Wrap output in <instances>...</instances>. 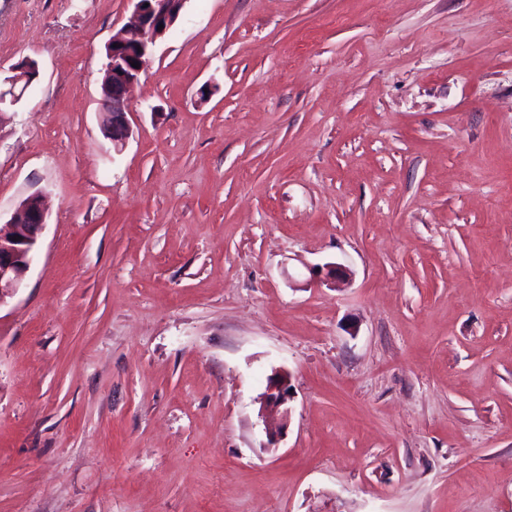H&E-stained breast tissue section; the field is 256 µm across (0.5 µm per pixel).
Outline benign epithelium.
<instances>
[{
  "instance_id": "1",
  "label": "benign epithelium",
  "mask_w": 512,
  "mask_h": 512,
  "mask_svg": "<svg viewBox=\"0 0 512 512\" xmlns=\"http://www.w3.org/2000/svg\"><path fill=\"white\" fill-rule=\"evenodd\" d=\"M185 0H136L134 21L112 34L106 46V63L101 82V111L104 133L112 141L113 150L121 151L132 135L127 117L128 94L138 81L156 42L178 19ZM139 67H132V64ZM29 79L25 70L9 68L0 77V107L17 103L16 85ZM47 224V212L41 194L19 202L9 220L0 224V306L18 289L28 272L38 246L40 234ZM311 280L330 287L344 284L350 270L340 263H326L310 269ZM293 399L292 377L284 369H275L267 378L264 392L258 398V417L266 424L267 441L263 447L276 448L278 436L287 427L290 402Z\"/></svg>"
}]
</instances>
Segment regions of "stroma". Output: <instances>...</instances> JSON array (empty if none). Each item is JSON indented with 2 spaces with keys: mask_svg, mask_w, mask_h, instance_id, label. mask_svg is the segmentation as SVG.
Returning a JSON list of instances; mask_svg holds the SVG:
<instances>
[{
  "mask_svg": "<svg viewBox=\"0 0 512 512\" xmlns=\"http://www.w3.org/2000/svg\"><path fill=\"white\" fill-rule=\"evenodd\" d=\"M133 11L0 0V512H512V0H186L118 153ZM2 70H0V112L3 107L13 106L17 103L18 96L14 93L17 84L27 81L29 76L25 73V69L16 68L12 66L9 68V75L2 78ZM2 85L8 87L2 90ZM11 91L13 94L8 98L7 92ZM46 224L47 212L38 192L21 200L9 220L0 224V307L24 280ZM309 271L310 280L330 287L346 283L351 275L350 270L340 263H326L323 266L313 267ZM292 377L289 371L274 369L267 378L264 392L258 398V417L265 423L267 441L264 448L273 450L276 447L278 436L287 427L290 416V402L293 399ZM275 420V425H268V420Z\"/></svg>",
  "mask_w": 512,
  "mask_h": 512,
  "instance_id": "35a3bbf8",
  "label": "stroma"
}]
</instances>
